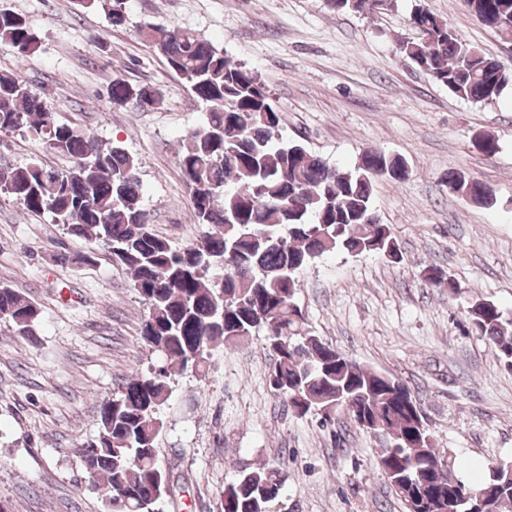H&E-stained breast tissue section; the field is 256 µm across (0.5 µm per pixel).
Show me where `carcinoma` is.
<instances>
[{"label": "carcinoma", "mask_w": 512, "mask_h": 512, "mask_svg": "<svg viewBox=\"0 0 512 512\" xmlns=\"http://www.w3.org/2000/svg\"><path fill=\"white\" fill-rule=\"evenodd\" d=\"M106 15L111 25L127 21L121 0H81ZM376 0H326L336 12L372 13ZM472 15L504 39H512V0H464ZM410 24L422 36L398 44L400 54L452 94L488 104L512 86V70L471 46L448 23L421 4ZM140 37L164 57L207 108L203 125L181 140L176 160L190 189L195 242L173 247L149 224L143 208L138 158L120 145L60 120L19 73L0 74V132L26 129L45 139L47 149L69 156L65 172L35 159L0 169V194L32 214L51 213L73 237L102 245L130 271L133 287L148 308L139 340L163 363L126 379L119 395L103 401L97 435L83 443L80 461L91 478L103 480L112 512H160L171 495L170 468L162 465L157 440L159 413L171 394L173 376L201 371L218 342L265 336L273 359V395L299 417L320 416L325 427L346 415L356 426L385 440L380 464L397 496L426 487L432 512H467V493L485 495L483 512H512V478L507 463L490 467L471 486L458 476L449 455L435 448L429 425L412 390L388 374L360 365L332 344L308 335L295 303L300 274L315 259L335 252L378 254L403 260L398 237L372 209L380 179L401 181L404 160L364 152L350 168H338L299 142L282 140L284 114L251 68L224 55L190 31L145 23ZM0 41L18 57L39 48L27 18L0 10ZM112 103L145 110L160 103L147 84L112 81ZM473 146L486 156L498 140L480 132ZM448 188L476 205L494 202L485 182L448 169ZM96 248L60 253L70 266L94 264ZM224 269L221 279L211 271ZM430 288L460 292L444 269L428 266ZM40 309L9 287L0 286V319L32 337ZM472 331L486 337L504 368L512 371V313L475 297L465 311ZM281 468H245L220 493L217 512H267L282 493Z\"/></svg>", "instance_id": "carcinoma-1"}]
</instances>
